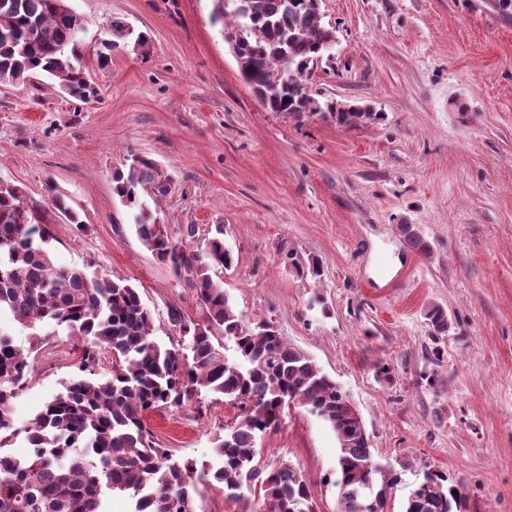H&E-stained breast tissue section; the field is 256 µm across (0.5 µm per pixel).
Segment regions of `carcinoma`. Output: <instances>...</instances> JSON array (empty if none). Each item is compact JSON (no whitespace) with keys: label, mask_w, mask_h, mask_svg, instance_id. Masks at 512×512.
Instances as JSON below:
<instances>
[{"label":"carcinoma","mask_w":512,"mask_h":512,"mask_svg":"<svg viewBox=\"0 0 512 512\" xmlns=\"http://www.w3.org/2000/svg\"><path fill=\"white\" fill-rule=\"evenodd\" d=\"M215 12L241 32L238 63L256 95L272 112L299 116L321 112L340 126L375 118L370 112L314 104L307 93L323 59L329 57L333 30L321 24L315 0H216ZM67 0H0V86L25 82L34 74L58 83L71 97L96 95L84 62ZM120 32L101 41L98 61L132 46L144 56L150 37L133 42ZM113 193L134 212L142 244L168 264L178 282L195 292L205 307L204 321L186 319L178 307L168 322L179 335L172 348L153 337V318L139 289L128 280L90 277L76 267L58 265L48 247L52 235L21 190L0 184V313L29 331L23 350L0 333V449L17 430L11 401L31 380V353L42 342V328L79 339L78 369L66 392L47 401L26 426L31 456L0 453V512H105L109 492H128L133 512H193L196 482L224 484L236 512H314L309 485L291 465L269 468L258 458L257 437L278 429L285 411L297 405L327 423L336 435V487L339 512L391 508L400 473L373 459L362 417L346 390L306 353L288 344L273 325L250 326L235 313L218 271L234 256L224 244V225L216 224L194 248L197 227L186 225L177 239L159 222L150 204L171 193V179L146 154L131 153L113 174ZM53 209L65 224H81L61 196ZM405 240L428 257L429 244L412 224L401 225ZM433 347L429 362L440 365L442 340L453 329L444 308L426 313ZM233 344L234 357L215 341L214 331ZM112 355V376L90 378L103 352ZM224 396L239 410L224 436L217 438L216 469L171 460L147 429L148 416L179 408L202 393ZM468 508L464 483L443 470L424 471L402 512H461Z\"/></svg>","instance_id":"cac0c4a2"}]
</instances>
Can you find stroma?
Listing matches in <instances>:
<instances>
[{
    "instance_id": "35a3bbf8",
    "label": "stroma",
    "mask_w": 512,
    "mask_h": 512,
    "mask_svg": "<svg viewBox=\"0 0 512 512\" xmlns=\"http://www.w3.org/2000/svg\"><path fill=\"white\" fill-rule=\"evenodd\" d=\"M69 4L87 23L97 96L71 98L41 76L0 86V180L41 212L55 260L136 285L164 346L179 338L170 307L205 319L112 193L127 152L151 155L172 180L160 222L197 225L202 238L223 225L236 262L220 277L236 314L274 323L349 391L375 461L407 462L393 512L428 467L465 484L468 512H512V19L490 0H321L336 43L308 93L375 115L344 127L266 109L213 0ZM114 19L150 36L147 56L119 48L99 64L96 41ZM56 192L83 229L57 217ZM403 224L431 256L407 248ZM312 259L317 280L297 271ZM435 304L454 324L436 367L424 318ZM73 343L50 336L34 354L12 401L20 431L78 376ZM431 370L435 388L419 379ZM235 415L208 394L151 414L149 428L173 460L213 465ZM257 445L265 464L303 474L316 512H336L337 441L321 419L291 407Z\"/></svg>"
}]
</instances>
